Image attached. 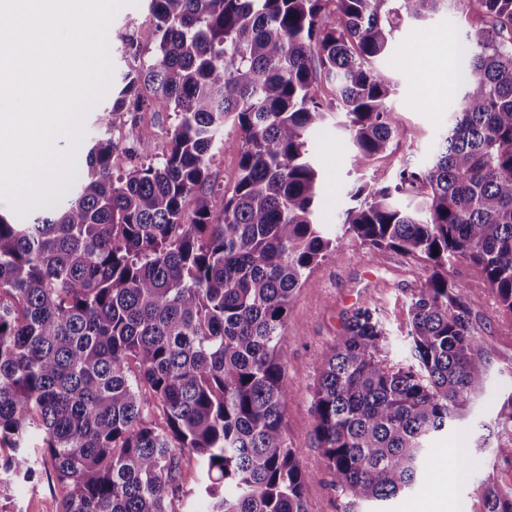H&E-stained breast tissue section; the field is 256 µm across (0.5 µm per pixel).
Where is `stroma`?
Masks as SVG:
<instances>
[{
	"label": "stroma",
	"instance_id": "stroma-1",
	"mask_svg": "<svg viewBox=\"0 0 512 512\" xmlns=\"http://www.w3.org/2000/svg\"><path fill=\"white\" fill-rule=\"evenodd\" d=\"M465 0L423 21L404 22L389 52L377 63L396 84L390 100L391 116L399 131L393 155L375 168L394 179L403 164L426 166L446 133L463 92V63L459 51L466 45ZM134 37L141 61L154 55L155 26L149 0H133L122 7L108 30L112 84L128 69L119 40ZM124 128L112 131L116 142L135 137L163 147L176 122L171 112H132ZM342 114H327L309 136V149L321 176L320 223L338 228L353 207L351 192L367 181L370 171L352 164V146L342 126ZM241 133L223 129L209 162L211 189L231 192L238 174ZM449 274L466 289V300L482 339L481 356L487 379L480 396L447 430L433 436L430 480L385 503L386 512H483L479 485L494 461L497 437L489 436L496 414L512 396V318L503 314L482 269L466 260L454 262ZM427 276L421 261L398 251H377L359 241L344 239L334 256L319 264L291 302L285 329L286 378L290 398L284 414L286 440L310 475L303 488L306 512H368L351 510L345 496L332 487L322 452L316 446L312 415V386L321 355L342 336L354 310L377 308L390 337L388 359L402 364L408 358V299ZM468 449L482 461L481 468L461 471L452 466L453 453ZM61 489L49 474L37 483H18L0 493V512H59Z\"/></svg>",
	"mask_w": 512,
	"mask_h": 512
}]
</instances>
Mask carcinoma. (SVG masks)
<instances>
[{"instance_id": "obj_1", "label": "carcinoma", "mask_w": 512, "mask_h": 512, "mask_svg": "<svg viewBox=\"0 0 512 512\" xmlns=\"http://www.w3.org/2000/svg\"><path fill=\"white\" fill-rule=\"evenodd\" d=\"M458 2L150 0L154 59L123 74L99 122L161 105L177 117L162 152L131 140L115 177L118 145L99 137L61 207L27 224L0 215V489L48 466L61 512H182L192 499L206 512H306L308 474L282 427L283 344L295 291L340 245L317 222L306 149L334 110L354 165L372 169L342 236L429 273L408 303V365L389 363L369 307L320 360L316 444L352 505L428 478L429 440L487 376L448 266H480L512 316V0H467L463 97L430 165L401 166L393 185L372 168L398 136L376 61L403 19ZM229 123L242 133L239 174L231 194L211 196L210 152ZM399 193L420 202L403 208ZM495 427L497 466L512 473V397ZM480 488L483 512H512V484Z\"/></svg>"}]
</instances>
